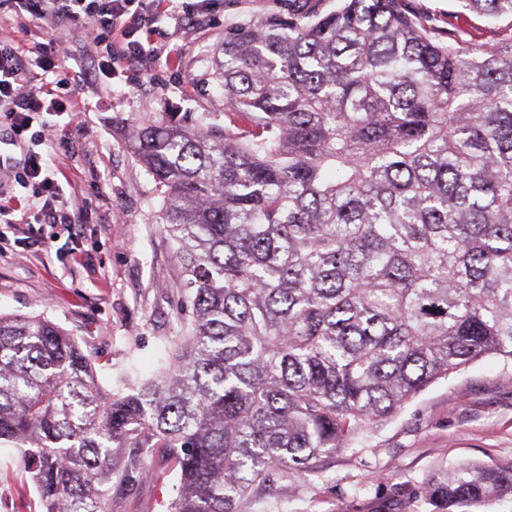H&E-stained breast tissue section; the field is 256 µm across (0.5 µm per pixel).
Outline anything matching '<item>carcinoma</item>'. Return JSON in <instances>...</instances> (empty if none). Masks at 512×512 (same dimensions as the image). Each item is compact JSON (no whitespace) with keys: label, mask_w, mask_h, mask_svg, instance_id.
<instances>
[{"label":"carcinoma","mask_w":512,"mask_h":512,"mask_svg":"<svg viewBox=\"0 0 512 512\" xmlns=\"http://www.w3.org/2000/svg\"><path fill=\"white\" fill-rule=\"evenodd\" d=\"M212 75L222 126L114 121L191 306L159 375L107 395L76 337L0 314V444L42 512H106L115 447L146 477L169 451V512H238L436 381L512 362V37L466 50L411 0H293L224 33ZM507 496L512 463L427 486L437 512Z\"/></svg>","instance_id":"obj_1"}]
</instances>
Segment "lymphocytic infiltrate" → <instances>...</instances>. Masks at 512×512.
<instances>
[{"instance_id": "obj_1", "label": "lymphocytic infiltrate", "mask_w": 512, "mask_h": 512, "mask_svg": "<svg viewBox=\"0 0 512 512\" xmlns=\"http://www.w3.org/2000/svg\"><path fill=\"white\" fill-rule=\"evenodd\" d=\"M33 17L50 18L56 30L74 24L87 26V36L96 49L97 65L76 71L65 65L55 38L30 29ZM155 17L147 0H0V112L11 120L16 134L39 124L38 144L61 138L59 125L40 121L46 112L81 110L78 96L86 81H112L131 67L160 63L164 43L154 40ZM25 33L17 42V33ZM14 179L21 187L36 184L24 211H17L9 197L0 195V224H50L74 236L77 200L67 195L58 171L41 153L28 151L21 172Z\"/></svg>"}]
</instances>
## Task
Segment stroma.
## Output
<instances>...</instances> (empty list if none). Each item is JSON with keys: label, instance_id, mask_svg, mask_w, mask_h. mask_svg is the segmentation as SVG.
<instances>
[{"label": "stroma", "instance_id": "1", "mask_svg": "<svg viewBox=\"0 0 512 512\" xmlns=\"http://www.w3.org/2000/svg\"><path fill=\"white\" fill-rule=\"evenodd\" d=\"M426 24L452 29L473 46L512 34V17L490 19L458 0H412ZM288 0H213L205 21L183 29L167 0L154 10L171 61L111 85L84 84V107L55 148L80 203L76 246H37L49 225L0 224V313L42 316L77 337L105 391L130 374L151 377L184 305L180 267L158 214L161 199L112 127L155 112L213 113L223 123L212 59L226 27L287 12ZM466 461L512 462V364L486 357L430 385L379 427L366 447L336 452L300 478L274 476L238 512H432L425 486ZM151 477L123 465L108 488L107 512H168L179 475L163 454ZM0 512H39L17 448L0 445Z\"/></svg>", "mask_w": 512, "mask_h": 512}]
</instances>
